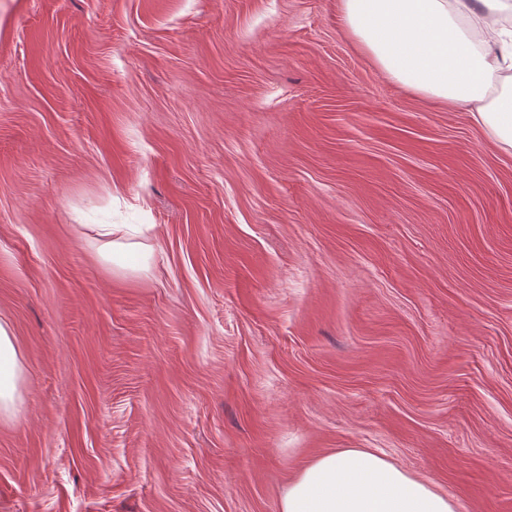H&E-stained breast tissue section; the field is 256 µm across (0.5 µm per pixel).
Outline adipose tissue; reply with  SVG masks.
<instances>
[{
	"label": "adipose tissue",
	"mask_w": 512,
	"mask_h": 512,
	"mask_svg": "<svg viewBox=\"0 0 512 512\" xmlns=\"http://www.w3.org/2000/svg\"><path fill=\"white\" fill-rule=\"evenodd\" d=\"M346 33L402 88L448 106L512 151V0H338ZM99 256L121 264L141 227L97 224ZM22 359L0 318V416L18 400ZM280 512H455L447 494L369 448L316 457L286 485Z\"/></svg>",
	"instance_id": "1"
}]
</instances>
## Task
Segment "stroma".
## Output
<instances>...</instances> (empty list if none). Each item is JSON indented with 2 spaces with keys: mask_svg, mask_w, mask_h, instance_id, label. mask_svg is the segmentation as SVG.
<instances>
[{
  "mask_svg": "<svg viewBox=\"0 0 512 512\" xmlns=\"http://www.w3.org/2000/svg\"><path fill=\"white\" fill-rule=\"evenodd\" d=\"M0 318V512H279L338 448L512 512V152L336 0H0ZM93 226L94 239L99 243L98 255L112 264L125 268L122 264L124 253L139 245L137 242H131L130 239L136 238L142 234L143 230L139 226L132 224H95ZM22 359L7 321L0 318V416L10 415L18 400Z\"/></svg>",
  "mask_w": 512,
  "mask_h": 512,
  "instance_id": "obj_1",
  "label": "stroma"
}]
</instances>
